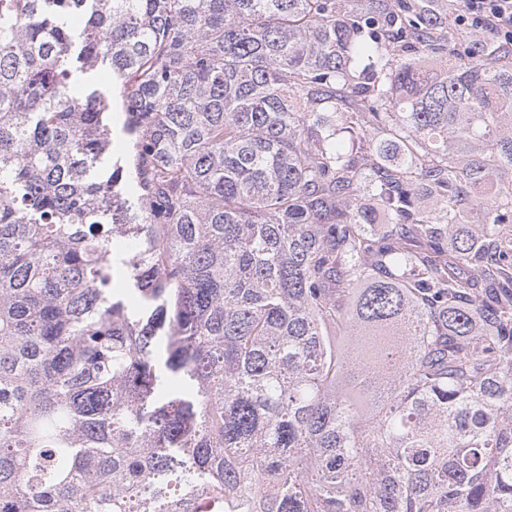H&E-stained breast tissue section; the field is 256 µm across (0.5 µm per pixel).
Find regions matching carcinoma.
Segmentation results:
<instances>
[{"instance_id": "obj_1", "label": "carcinoma", "mask_w": 512, "mask_h": 512, "mask_svg": "<svg viewBox=\"0 0 512 512\" xmlns=\"http://www.w3.org/2000/svg\"><path fill=\"white\" fill-rule=\"evenodd\" d=\"M452 25L0 0V512H512V61Z\"/></svg>"}]
</instances>
